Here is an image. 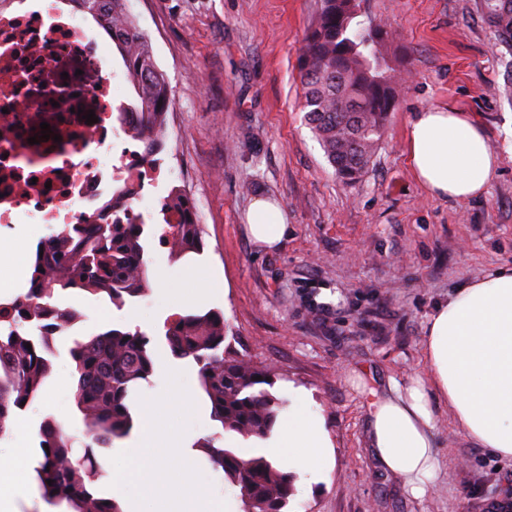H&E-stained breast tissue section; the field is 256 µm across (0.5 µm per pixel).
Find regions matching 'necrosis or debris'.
Listing matches in <instances>:
<instances>
[{
    "instance_id": "obj_1",
    "label": "necrosis or debris",
    "mask_w": 512,
    "mask_h": 512,
    "mask_svg": "<svg viewBox=\"0 0 512 512\" xmlns=\"http://www.w3.org/2000/svg\"><path fill=\"white\" fill-rule=\"evenodd\" d=\"M25 2L0 11V228L87 224L104 217L115 181L152 186L157 175L112 117V61L95 37L54 0ZM89 110L95 123L82 117Z\"/></svg>"
}]
</instances>
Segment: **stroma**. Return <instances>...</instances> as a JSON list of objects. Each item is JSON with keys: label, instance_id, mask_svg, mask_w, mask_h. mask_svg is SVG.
I'll list each match as a JSON object with an SVG mask.
<instances>
[{"label": "stroma", "instance_id": "stroma-1", "mask_svg": "<svg viewBox=\"0 0 512 512\" xmlns=\"http://www.w3.org/2000/svg\"><path fill=\"white\" fill-rule=\"evenodd\" d=\"M318 0H129L173 90L167 149L154 198L178 185L204 234L202 270L218 293L237 349L275 373L274 393L322 417L334 466L299 483L290 512H491L512 502V461L477 445L449 405L433 402L438 475L424 498L384 473L368 450L371 404L425 370L429 317L448 296L512 264V101L504 77L512 51L486 23L480 0H360L363 20L385 23V51L401 79L383 142L362 179L340 182L299 110L300 48ZM452 103L485 128L500 167L488 193L430 195L405 151L414 112ZM281 205L288 234L278 248L246 230L255 196ZM73 334L126 325V312L156 335L145 394L165 385L172 361L164 320L183 311L156 292L121 311L93 295L67 296ZM69 337L56 342L52 383L20 412L21 436L0 438V459L34 449L44 417L83 426L74 404Z\"/></svg>", "mask_w": 512, "mask_h": 512}]
</instances>
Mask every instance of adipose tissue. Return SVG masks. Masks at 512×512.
Returning <instances> with one entry per match:
<instances>
[{
  "instance_id": "1",
  "label": "adipose tissue",
  "mask_w": 512,
  "mask_h": 512,
  "mask_svg": "<svg viewBox=\"0 0 512 512\" xmlns=\"http://www.w3.org/2000/svg\"><path fill=\"white\" fill-rule=\"evenodd\" d=\"M406 152L420 185L438 198L466 200L485 195L499 164L482 126L449 104L418 112L409 122ZM250 237L276 248L288 232L279 204L256 198L247 213ZM426 374L406 394L385 398L369 424V445L380 465L403 479L410 493L425 496L436 474L432 397L451 406L459 426L494 455L512 460V267L498 269L460 288L431 314L425 341ZM194 368L167 367L168 386L146 397L145 424L120 450L136 462L137 483L112 485L123 512H231L232 497L216 502L205 484L185 469L200 452L184 425L192 398ZM241 457L254 448L284 469L317 479L332 467V444L321 420L301 411L280 421L271 436L237 443Z\"/></svg>"
}]
</instances>
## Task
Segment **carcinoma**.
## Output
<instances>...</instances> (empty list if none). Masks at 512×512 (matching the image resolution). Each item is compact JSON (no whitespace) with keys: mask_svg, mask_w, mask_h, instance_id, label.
<instances>
[{"mask_svg":"<svg viewBox=\"0 0 512 512\" xmlns=\"http://www.w3.org/2000/svg\"><path fill=\"white\" fill-rule=\"evenodd\" d=\"M319 2L300 51L301 111L337 176L355 183L372 162L399 95L384 56L391 33L381 23L358 20L359 0ZM79 3L111 36L122 74L134 90L115 119L125 125L129 116H136L134 133L156 170L155 155L165 148L173 97L151 41L130 13L128 0ZM481 9L498 38L512 42V0H481ZM133 195V183L119 184L106 204L111 221L65 224L53 233L39 245L43 254H35L28 267L26 291L0 303V436L16 415L40 402L56 339L80 318L61 305L62 297L101 295L120 310L149 291L148 234L130 215ZM160 214L165 224L176 220L172 237L163 240L170 261L201 253L203 231L185 190L172 186ZM164 329L171 355L197 368L201 397L217 423V431L194 447L224 472L225 485L238 491L243 512H288L295 474L260 451L243 458L225 444L231 436L265 439L271 434L286 409L285 401L270 391L273 370L226 343L220 312L176 314ZM69 355L84 440L76 442L63 421L45 417L36 434L34 480L59 512H122L116 499L99 490L102 452L134 429V399L154 373V337L138 328L116 327L72 339Z\"/></svg>","mask_w":512,"mask_h":512,"instance_id":"obj_1","label":"carcinoma"}]
</instances>
